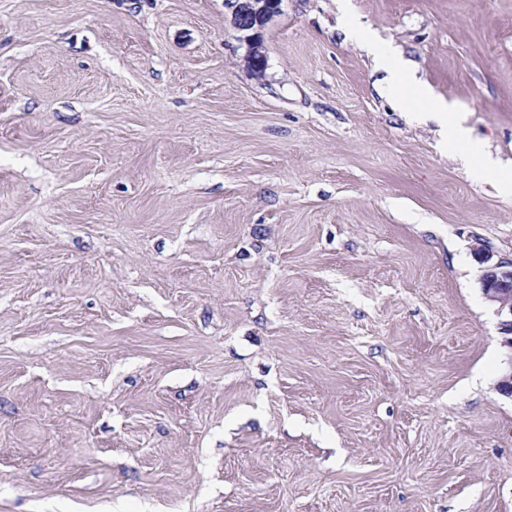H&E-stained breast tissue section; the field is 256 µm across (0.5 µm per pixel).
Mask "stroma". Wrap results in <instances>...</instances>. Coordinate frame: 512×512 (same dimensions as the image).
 <instances>
[{
  "label": "stroma",
  "mask_w": 512,
  "mask_h": 512,
  "mask_svg": "<svg viewBox=\"0 0 512 512\" xmlns=\"http://www.w3.org/2000/svg\"><path fill=\"white\" fill-rule=\"evenodd\" d=\"M350 17L512 162V0H0V512H512V196ZM281 0H226L230 9V22L247 47L246 61L261 75L266 67L263 53V29L266 22L278 12ZM359 35L368 45L375 62L390 75L388 88L396 93L394 102L397 108L407 112L414 106H422L418 111L421 112V118L438 124L446 149L455 150L461 145L466 146L469 155L478 159L484 170L495 177L502 193L512 195V167L501 166L485 152L480 142L472 140L452 106L438 98L427 84L410 74L400 57L376 44L366 29H360ZM481 285L486 299L502 317V345L508 352V366L502 373L496 390L512 398V258L503 259L489 266L482 275Z\"/></svg>",
  "instance_id": "1"
}]
</instances>
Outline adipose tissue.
<instances>
[{
	"instance_id": "ef3b65f1",
	"label": "adipose tissue",
	"mask_w": 512,
	"mask_h": 512,
	"mask_svg": "<svg viewBox=\"0 0 512 512\" xmlns=\"http://www.w3.org/2000/svg\"><path fill=\"white\" fill-rule=\"evenodd\" d=\"M359 35L368 43L375 62L389 74V87L396 93L394 102L397 108L406 112L412 107H420L422 119L432 120L438 124L445 148L453 150L462 145L466 146L469 155L478 159L484 170L495 177L502 193L512 195V167L501 166L485 152L480 142L472 140L452 106L438 98L427 84L410 74L400 57L373 43L372 36L367 30H360Z\"/></svg>"
}]
</instances>
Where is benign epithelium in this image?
<instances>
[{
	"label": "benign epithelium",
	"instance_id": "benign-epithelium-1",
	"mask_svg": "<svg viewBox=\"0 0 512 512\" xmlns=\"http://www.w3.org/2000/svg\"><path fill=\"white\" fill-rule=\"evenodd\" d=\"M230 22L240 33V41L247 47L246 61L258 75L266 67L263 53V29L266 22L278 12L280 0H226ZM481 285L486 299L502 317V345L508 352V366L502 373L496 390L512 397V258L489 266L482 275Z\"/></svg>",
	"mask_w": 512,
	"mask_h": 512
}]
</instances>
